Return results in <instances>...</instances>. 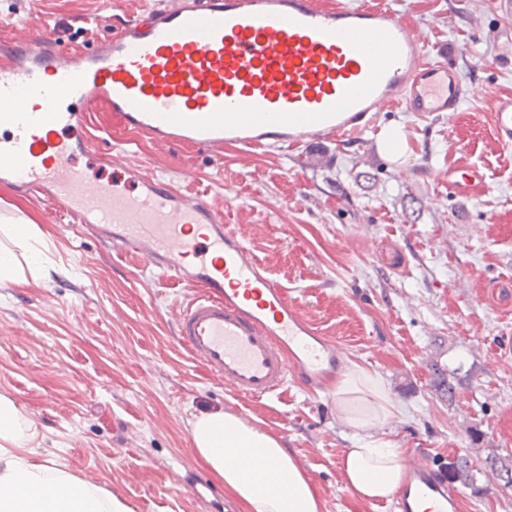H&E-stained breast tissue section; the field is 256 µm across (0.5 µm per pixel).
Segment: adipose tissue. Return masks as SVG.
<instances>
[{
	"label": "adipose tissue",
	"instance_id": "1",
	"mask_svg": "<svg viewBox=\"0 0 512 512\" xmlns=\"http://www.w3.org/2000/svg\"><path fill=\"white\" fill-rule=\"evenodd\" d=\"M0 244V282L21 269L40 270L37 228L9 224ZM336 403L347 413L357 447L345 449L340 469L345 486L363 501L390 499L405 479L403 451L387 440L364 443L394 403L383 380L364 368L347 369L336 385ZM37 431L23 422L14 403L0 396V512H132L124 500L35 458ZM198 459L224 482L243 512H323L324 503L307 473L280 437L232 412L196 417L191 430Z\"/></svg>",
	"mask_w": 512,
	"mask_h": 512
}]
</instances>
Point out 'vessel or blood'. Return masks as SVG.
<instances>
[{
  "mask_svg": "<svg viewBox=\"0 0 512 512\" xmlns=\"http://www.w3.org/2000/svg\"><path fill=\"white\" fill-rule=\"evenodd\" d=\"M0 51V186L50 202L113 251L190 288L178 345L251 399L335 378L343 348L206 196L182 192L123 147L108 159L110 179L80 169L77 156L96 153L93 110L155 143L203 148L219 165L228 148L245 164L272 146L350 134L397 107L452 116L478 96L450 58L427 56L394 9L345 0H172L91 50L62 46L38 22ZM494 129L512 143V94L497 97ZM405 465L398 512H459L445 472L418 453Z\"/></svg>",
  "mask_w": 512,
  "mask_h": 512,
  "instance_id": "vessel-or-blood-1",
  "label": "vessel or blood"
}]
</instances>
